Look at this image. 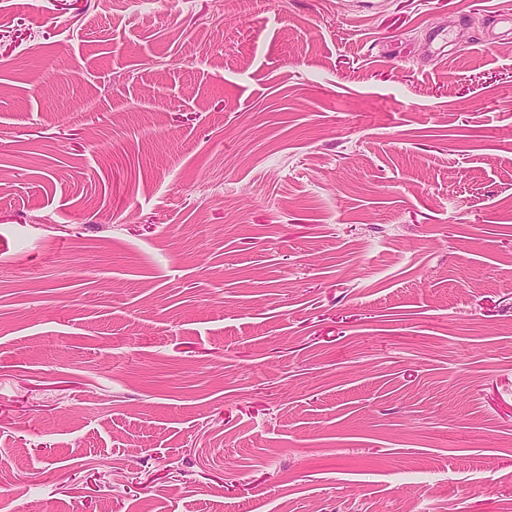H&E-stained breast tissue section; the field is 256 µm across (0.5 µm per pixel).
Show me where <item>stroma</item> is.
<instances>
[{"mask_svg":"<svg viewBox=\"0 0 512 512\" xmlns=\"http://www.w3.org/2000/svg\"><path fill=\"white\" fill-rule=\"evenodd\" d=\"M506 15L0 0V512H512Z\"/></svg>","mask_w":512,"mask_h":512,"instance_id":"stroma-1","label":"stroma"}]
</instances>
